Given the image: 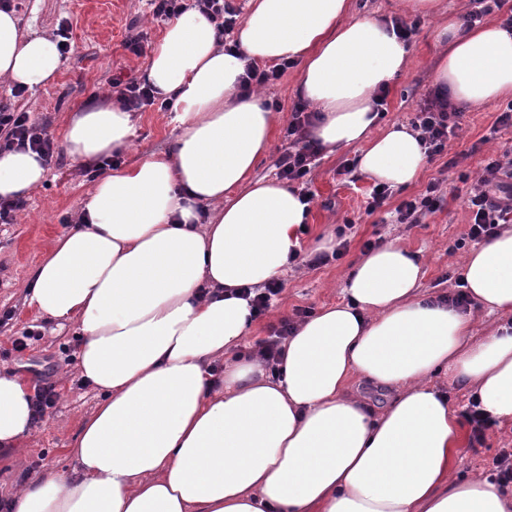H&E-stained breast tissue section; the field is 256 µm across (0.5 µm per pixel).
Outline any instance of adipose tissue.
<instances>
[{
    "instance_id": "obj_1",
    "label": "adipose tissue",
    "mask_w": 512,
    "mask_h": 512,
    "mask_svg": "<svg viewBox=\"0 0 512 512\" xmlns=\"http://www.w3.org/2000/svg\"><path fill=\"white\" fill-rule=\"evenodd\" d=\"M227 52L198 10L172 19L145 72L180 134L168 151L102 175L82 218L33 274L37 313L76 322L78 369L101 399L68 446L73 472L16 492L9 512H512L488 480L452 477L462 428L432 374L473 384L483 412L512 419V225L470 249L462 280L500 323L474 339L472 313L421 297V260L391 243L350 270L348 302L321 309L286 342L276 370L231 353L253 322L236 289L282 275L311 209L254 171L278 117L239 95L247 64L300 61L297 93L320 115L324 147L361 145L357 169L413 183L426 155L374 97L403 74L391 25L349 18L351 0H250ZM433 82L473 107L512 97V27L448 20ZM62 67L56 42L25 35L0 7V77L34 88ZM130 112L82 108L61 144L75 161L129 148ZM35 153L0 150V197L46 176ZM223 361L224 372L210 365ZM388 395L371 411L353 377ZM34 390L0 372V448L33 429Z\"/></svg>"
}]
</instances>
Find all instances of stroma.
Here are the masks:
<instances>
[{
  "instance_id": "1",
  "label": "stroma",
  "mask_w": 512,
  "mask_h": 512,
  "mask_svg": "<svg viewBox=\"0 0 512 512\" xmlns=\"http://www.w3.org/2000/svg\"><path fill=\"white\" fill-rule=\"evenodd\" d=\"M353 12L378 20L405 17L418 21V32L409 46L406 71L389 86L382 125H411L420 103L433 90V71L440 53L434 40L437 18L403 13L399 0H352ZM22 31L29 36H55L68 26L70 47L63 55L61 72L49 84L16 96L15 88L0 80V108H25L32 122L51 137H58L72 112L110 95L113 78L142 77L147 54L137 56L124 47L127 37L139 35L150 48L160 39L165 24L156 20L147 0H11ZM504 101L479 108L465 107L461 131L448 147V155L426 163L416 181L394 189L388 205L373 216L363 211L374 187L359 172L343 174L345 163H356L360 145L322 152L309 175L314 194L309 224L298 235L300 255L282 276L283 290L277 303L239 346L240 352L255 350L268 336L272 324L292 315L294 309L318 312L345 301V280L351 266L363 256L366 241L388 244L401 240L425 261L426 274L420 293L435 297L455 291L462 272L457 242L465 237L469 213L462 200L476 185L483 161L493 156L512 159V129L492 133L491 128ZM132 147L121 157L122 166L135 164L143 153L162 152L177 137L179 128L172 111L152 105L134 111ZM453 166H446V158ZM442 178L445 203L424 223L407 225L395 221V208L422 193L434 178ZM96 182L91 166L70 159L56 149L45 180L25 197L22 209L10 224H0V313L12 312L0 324V369L12 371L30 382L53 385L58 397L42 422L18 447L0 448V503H6L19 487L37 480L48 471L72 469L68 445L83 420L98 402L96 390L82 386L76 354L79 337L74 324L39 317L29 306L27 288L33 272L52 241L77 223L82 207ZM342 233L348 247L341 257L312 267L313 241L323 234ZM43 338L23 352L12 342L29 326ZM512 448V420L496 422L485 432L482 446L463 442L458 450L453 475L463 479L479 474L490 477L491 463L501 449Z\"/></svg>"
}]
</instances>
